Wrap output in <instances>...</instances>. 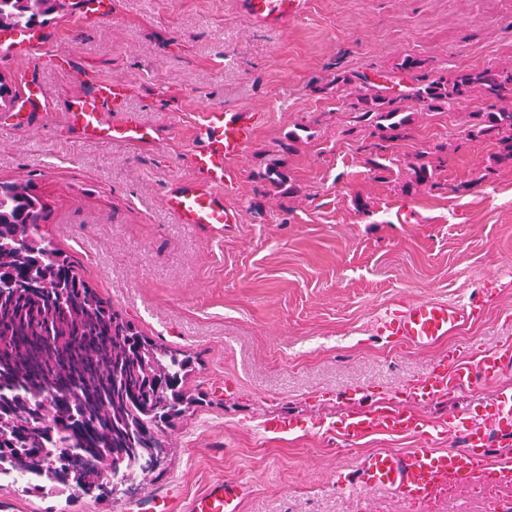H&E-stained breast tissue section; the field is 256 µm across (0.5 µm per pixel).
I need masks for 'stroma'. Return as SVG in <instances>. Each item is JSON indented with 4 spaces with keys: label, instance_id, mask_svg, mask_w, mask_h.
<instances>
[{
    "label": "stroma",
    "instance_id": "35a3bbf8",
    "mask_svg": "<svg viewBox=\"0 0 512 512\" xmlns=\"http://www.w3.org/2000/svg\"><path fill=\"white\" fill-rule=\"evenodd\" d=\"M75 9L66 0L45 25L54 45L42 64L0 58L17 90L45 91L0 115V180L47 202L43 231L105 300L191 355L183 389L204 401L174 431L165 473L138 491L65 507L6 484L0 512H146L154 499L184 512L227 476L247 483L241 512H512V499L457 484L423 505L336 485L337 471L375 450L452 447L450 423L493 409L512 374L418 405L438 428L424 438L352 441L328 428L348 410L405 399L448 349L471 358L512 341V166L468 135L470 114L488 102L420 111L382 142L377 168L367 151L376 137L352 108L359 74L402 93L407 56L432 79L512 69V0H307L279 27L251 20L243 0H112L102 20H76ZM88 74L124 81L117 116L153 126L152 145L95 142L66 126L62 109ZM214 104L259 116L232 162L241 221L220 233L190 229L164 204L171 185L197 178L189 154ZM420 154L438 165L434 185L408 183ZM277 159L288 175L279 187L265 178ZM420 298L482 310L429 349L377 336L382 309ZM270 418L302 428L263 434Z\"/></svg>",
    "mask_w": 512,
    "mask_h": 512
}]
</instances>
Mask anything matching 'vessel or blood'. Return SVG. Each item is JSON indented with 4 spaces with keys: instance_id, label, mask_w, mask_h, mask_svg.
<instances>
[{
    "instance_id": "vessel-or-blood-1",
    "label": "vessel or blood",
    "mask_w": 512,
    "mask_h": 512,
    "mask_svg": "<svg viewBox=\"0 0 512 512\" xmlns=\"http://www.w3.org/2000/svg\"><path fill=\"white\" fill-rule=\"evenodd\" d=\"M247 13L267 25H282L302 16L306 0H244ZM25 51L33 59L45 56V44L31 41L16 30L0 40V51ZM125 85L113 80L96 83L93 90L70 102L64 120L85 137L101 141L150 144L152 127L113 119L115 102L123 97ZM203 148L191 151V165L200 179L170 187L165 203L189 228L220 229L240 221V212L226 201L235 189L230 160L248 146L253 127L240 113L211 106L201 129ZM476 316L475 303L453 305L433 299L402 302L377 322L376 332L418 349L439 345L459 332ZM512 372V344L479 350L468 358L449 353L442 370L424 377L410 387V400L344 413L335 422L342 437L361 438L377 431L425 435L427 427L416 410L417 404L447 393L462 391L481 383H491ZM456 445L452 448H413L405 452L375 451L364 456L346 474L338 475V487L358 495L376 493L395 497L408 504H422L434 490L447 482L466 483L477 476L491 475L494 469L512 463V390L501 391L493 414L472 409L450 427ZM243 481L227 477L212 483L192 500L187 512H240L245 494Z\"/></svg>"
}]
</instances>
